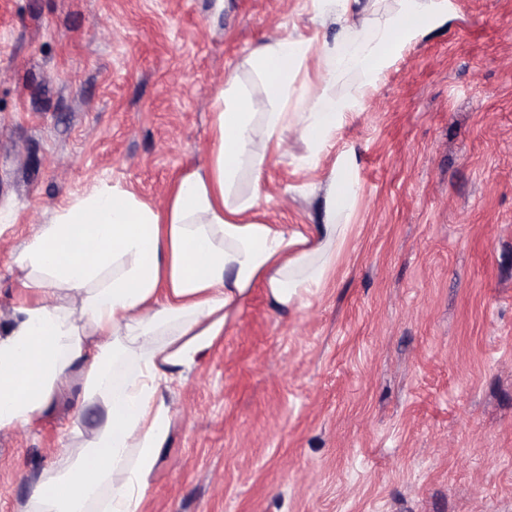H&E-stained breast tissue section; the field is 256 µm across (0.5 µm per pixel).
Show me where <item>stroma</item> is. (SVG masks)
Listing matches in <instances>:
<instances>
[{
	"instance_id": "1",
	"label": "stroma",
	"mask_w": 512,
	"mask_h": 512,
	"mask_svg": "<svg viewBox=\"0 0 512 512\" xmlns=\"http://www.w3.org/2000/svg\"><path fill=\"white\" fill-rule=\"evenodd\" d=\"M344 35L320 0H0V335L38 225L115 186L163 208L208 158L228 76L263 100L254 46L310 43L288 103L307 112ZM278 142L257 210L310 237L355 156L336 261L285 310L252 288L164 390L142 512H512V0H448L318 163L295 124ZM103 416L74 378L1 430L0 512H27L61 439L78 452Z\"/></svg>"
}]
</instances>
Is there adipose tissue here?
Here are the masks:
<instances>
[{"instance_id": "obj_1", "label": "adipose tissue", "mask_w": 512, "mask_h": 512, "mask_svg": "<svg viewBox=\"0 0 512 512\" xmlns=\"http://www.w3.org/2000/svg\"><path fill=\"white\" fill-rule=\"evenodd\" d=\"M447 0H397L396 11L354 45L324 46V82L307 87L321 109L292 113L294 68L309 56L300 39L252 49L248 63L266 80L256 107L231 79L215 101L209 160L184 175L164 210L122 190H99L72 201L15 254L25 301L0 337V429L29 426L49 408L69 376L83 397L100 399L104 422L87 448L39 481L30 512H140L145 478L167 436L170 409L163 384L191 369L223 335L228 317L257 284L288 307L326 279L330 264L313 262L340 236L337 212L356 194L353 157L331 172L325 219L315 242L279 224L255 219L258 182L278 131L295 122L318 158L345 115L358 111L398 53L444 26ZM355 73L362 90L329 97L337 76ZM249 175V192L237 188ZM133 374L115 378L114 363Z\"/></svg>"}]
</instances>
